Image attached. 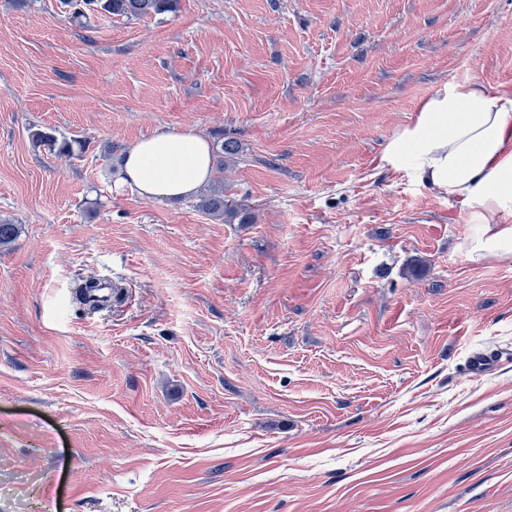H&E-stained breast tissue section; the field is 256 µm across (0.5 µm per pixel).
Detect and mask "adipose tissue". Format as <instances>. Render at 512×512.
I'll return each instance as SVG.
<instances>
[{
	"label": "adipose tissue",
	"mask_w": 512,
	"mask_h": 512,
	"mask_svg": "<svg viewBox=\"0 0 512 512\" xmlns=\"http://www.w3.org/2000/svg\"><path fill=\"white\" fill-rule=\"evenodd\" d=\"M384 159L411 163L421 181L459 199L478 223H497L512 214V97L475 80L450 84L424 104ZM212 172L207 140L163 132L131 145L116 177L147 199L184 198Z\"/></svg>",
	"instance_id": "1"
}]
</instances>
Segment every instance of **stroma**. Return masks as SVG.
Masks as SVG:
<instances>
[{"label": "stroma", "instance_id": "stroma-1", "mask_svg": "<svg viewBox=\"0 0 512 512\" xmlns=\"http://www.w3.org/2000/svg\"><path fill=\"white\" fill-rule=\"evenodd\" d=\"M473 80L512 96V0H0V512H512V258L383 160ZM183 130L252 223L111 179ZM180 0H63L72 21L87 20L89 15L123 16L142 19L176 14ZM31 140L35 146H46L58 156L72 158L79 156L85 151V144L79 138L58 139L52 133L37 129L31 132Z\"/></svg>", "mask_w": 512, "mask_h": 512}]
</instances>
